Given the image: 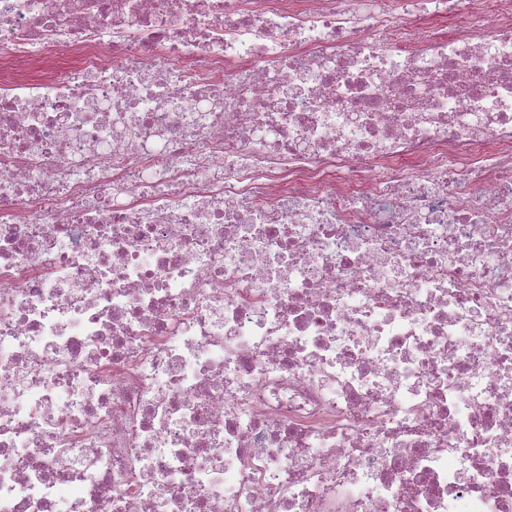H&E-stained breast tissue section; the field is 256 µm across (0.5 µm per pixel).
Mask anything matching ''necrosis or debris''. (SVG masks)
Here are the masks:
<instances>
[{
    "mask_svg": "<svg viewBox=\"0 0 512 512\" xmlns=\"http://www.w3.org/2000/svg\"><path fill=\"white\" fill-rule=\"evenodd\" d=\"M0 512H512V0H0Z\"/></svg>",
    "mask_w": 512,
    "mask_h": 512,
    "instance_id": "necrosis-or-debris-1",
    "label": "necrosis or debris"
}]
</instances>
